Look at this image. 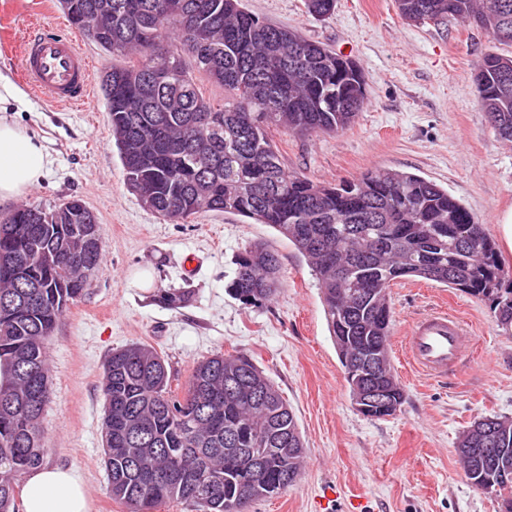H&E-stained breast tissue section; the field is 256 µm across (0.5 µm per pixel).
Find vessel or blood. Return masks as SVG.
Masks as SVG:
<instances>
[{
  "instance_id": "vessel-or-blood-1",
  "label": "vessel or blood",
  "mask_w": 512,
  "mask_h": 512,
  "mask_svg": "<svg viewBox=\"0 0 512 512\" xmlns=\"http://www.w3.org/2000/svg\"><path fill=\"white\" fill-rule=\"evenodd\" d=\"M92 68L73 39L32 35L21 44L23 81L55 104L82 105L91 86ZM468 336L457 316L444 309L429 311L406 331V359L412 368L431 378H447L466 362Z\"/></svg>"
}]
</instances>
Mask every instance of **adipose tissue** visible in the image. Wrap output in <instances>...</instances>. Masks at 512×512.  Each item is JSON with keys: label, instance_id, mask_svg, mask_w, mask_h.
<instances>
[{"label": "adipose tissue", "instance_id": "1", "mask_svg": "<svg viewBox=\"0 0 512 512\" xmlns=\"http://www.w3.org/2000/svg\"><path fill=\"white\" fill-rule=\"evenodd\" d=\"M50 156L40 138L0 116V202L23 194L47 172ZM22 512H91L82 479L69 468L44 466L26 480Z\"/></svg>", "mask_w": 512, "mask_h": 512}]
</instances>
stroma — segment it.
I'll return each instance as SVG.
<instances>
[{
	"label": "stroma",
	"mask_w": 512,
	"mask_h": 512,
	"mask_svg": "<svg viewBox=\"0 0 512 512\" xmlns=\"http://www.w3.org/2000/svg\"><path fill=\"white\" fill-rule=\"evenodd\" d=\"M241 4L352 58L367 80L369 104L347 129L307 138L273 132L286 169L330 183L370 168L415 173L463 201L499 239L497 220L512 209V143L479 111L473 81L484 53L512 56V46L453 20L406 21L396 0H336L326 18L310 15L304 0ZM4 23L17 36L76 37L94 75L112 63L69 23L59 0H19ZM17 66L15 54L0 51V76L15 91L5 115L41 138L51 160L26 204L49 209L79 197L99 220L103 260L48 343L52 385L43 412L44 462L78 471L91 512H125L108 489L102 381L107 356L136 343L163 356L177 393L197 362L220 352L246 356L293 410L305 448L301 474L248 512H505L512 493L475 490L457 455L476 421L512 418V333L487 301L427 280L394 283L390 359L404 403L391 416H364L329 334L319 284L295 247L236 215L205 212L173 223L144 208L126 186L100 85L81 107H55L20 80ZM257 241L279 258V287L253 306L228 284L236 255ZM191 254L200 262L193 275L183 270ZM174 293L181 300L173 304ZM435 305L472 331L467 367L444 382L418 373L402 349L408 323Z\"/></svg>",
	"instance_id": "1"
}]
</instances>
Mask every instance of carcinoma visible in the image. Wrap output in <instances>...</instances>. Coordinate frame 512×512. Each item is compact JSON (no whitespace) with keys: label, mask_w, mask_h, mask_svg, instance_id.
Returning a JSON list of instances; mask_svg holds the SVG:
<instances>
[{"label":"carcinoma","mask_w":512,"mask_h":512,"mask_svg":"<svg viewBox=\"0 0 512 512\" xmlns=\"http://www.w3.org/2000/svg\"><path fill=\"white\" fill-rule=\"evenodd\" d=\"M72 26L125 63L101 76L125 182L173 221L226 212L267 224L308 261L330 335L346 354L388 350V289L422 278L490 304L512 330V275L483 225L437 183L374 169L339 184L284 168L272 132L336 133L367 107V82L349 57L240 8L238 0H60ZM409 22L454 19L512 45V0H396ZM328 17L336 0H305ZM224 87L207 99L183 63ZM168 71L160 82L155 72ZM480 111L512 142V57L485 54L474 78ZM214 114L204 128L201 117ZM0 217V252L18 276H0V512H14L17 480L43 461L42 413L51 390L46 345L88 276L68 251L72 228ZM278 259L264 243L236 258L230 291L245 304L278 288ZM151 347L114 350L104 363V465L126 512L168 501L200 512H242L301 473L296 416L248 358L215 354L174 395Z\"/></svg>","instance_id":"obj_1"}]
</instances>
